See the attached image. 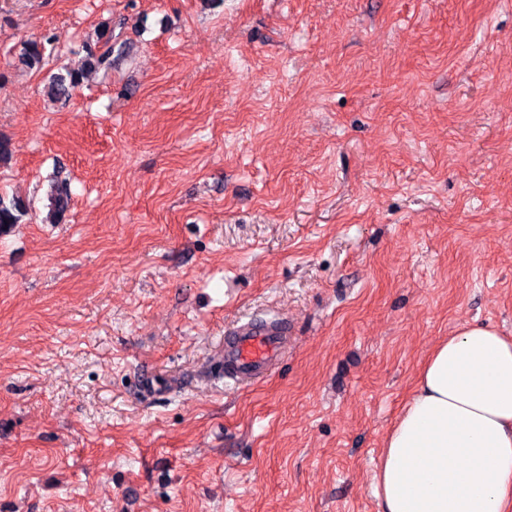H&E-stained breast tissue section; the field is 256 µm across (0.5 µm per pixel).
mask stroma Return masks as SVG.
<instances>
[{"mask_svg": "<svg viewBox=\"0 0 512 512\" xmlns=\"http://www.w3.org/2000/svg\"><path fill=\"white\" fill-rule=\"evenodd\" d=\"M104 27L125 60L50 102L23 44ZM0 136V512H379L435 344L512 336V0H0ZM49 212L47 218L51 224L64 222L68 210L70 190L66 181L53 180L48 191ZM28 215V204L18 196L0 194V235H6ZM292 339V325L286 317L237 324L224 331L218 370L233 386L253 383L279 366Z\"/></svg>", "mask_w": 512, "mask_h": 512, "instance_id": "35a3bbf8", "label": "stroma"}]
</instances>
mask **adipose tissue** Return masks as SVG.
Wrapping results in <instances>:
<instances>
[{"instance_id": "adipose-tissue-1", "label": "adipose tissue", "mask_w": 512, "mask_h": 512, "mask_svg": "<svg viewBox=\"0 0 512 512\" xmlns=\"http://www.w3.org/2000/svg\"><path fill=\"white\" fill-rule=\"evenodd\" d=\"M381 512H512V338L483 325L440 340L388 431Z\"/></svg>"}]
</instances>
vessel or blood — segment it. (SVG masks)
Returning a JSON list of instances; mask_svg holds the SVG:
<instances>
[{
	"label": "vessel or blood",
	"instance_id": "vessel-or-blood-1",
	"mask_svg": "<svg viewBox=\"0 0 512 512\" xmlns=\"http://www.w3.org/2000/svg\"><path fill=\"white\" fill-rule=\"evenodd\" d=\"M292 339V325L285 318L235 325L224 332L218 368L233 384L253 383L279 366Z\"/></svg>",
	"mask_w": 512,
	"mask_h": 512
}]
</instances>
